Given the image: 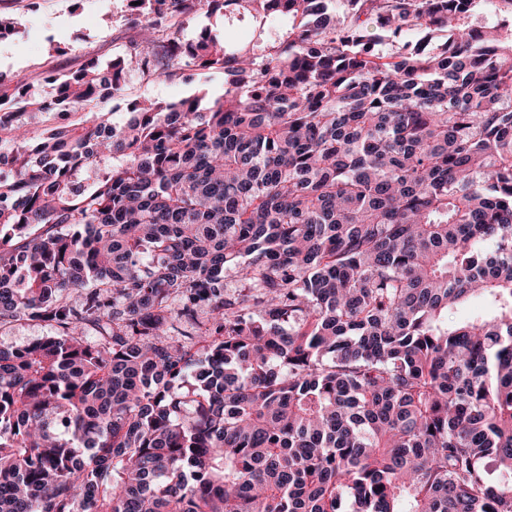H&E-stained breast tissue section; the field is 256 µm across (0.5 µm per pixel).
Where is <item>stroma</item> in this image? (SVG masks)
<instances>
[{
	"mask_svg": "<svg viewBox=\"0 0 512 512\" xmlns=\"http://www.w3.org/2000/svg\"><path fill=\"white\" fill-rule=\"evenodd\" d=\"M0 15L17 19L18 35L0 41V71L10 74L19 85L45 89L44 70L47 65L69 74L81 68L87 57L107 60L123 51L137 32L127 9L126 0H0ZM284 15H271L258 20L252 17L207 18L185 20L186 37L209 30L231 48L242 44L253 33L272 36L287 26ZM58 44L62 52L48 58V44ZM215 99L224 93V74L219 70H187L182 78H158L144 81L130 75L125 101L111 104L113 120H121L126 100L161 99L176 101L198 93Z\"/></svg>",
	"mask_w": 512,
	"mask_h": 512,
	"instance_id": "35a3bbf8",
	"label": "stroma"
}]
</instances>
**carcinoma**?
<instances>
[{
	"label": "carcinoma",
	"instance_id": "obj_1",
	"mask_svg": "<svg viewBox=\"0 0 512 512\" xmlns=\"http://www.w3.org/2000/svg\"><path fill=\"white\" fill-rule=\"evenodd\" d=\"M474 4L140 0L52 96L0 73V327L51 328L0 346V512H512V23ZM218 13L299 23L183 34ZM187 67L224 97L110 120ZM494 0H477L473 8V19L485 27L499 25L504 17L497 9V2ZM49 334L43 324L31 322H13L0 330V344L4 346H23Z\"/></svg>",
	"mask_w": 512,
	"mask_h": 512
}]
</instances>
